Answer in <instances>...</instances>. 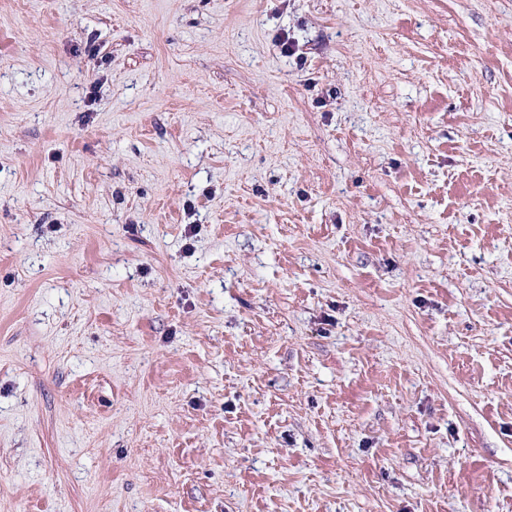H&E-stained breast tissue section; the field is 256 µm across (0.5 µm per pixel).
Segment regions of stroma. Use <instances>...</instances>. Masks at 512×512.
Segmentation results:
<instances>
[{
	"label": "stroma",
	"instance_id": "obj_1",
	"mask_svg": "<svg viewBox=\"0 0 512 512\" xmlns=\"http://www.w3.org/2000/svg\"><path fill=\"white\" fill-rule=\"evenodd\" d=\"M0 512H512V0H0Z\"/></svg>",
	"mask_w": 512,
	"mask_h": 512
}]
</instances>
